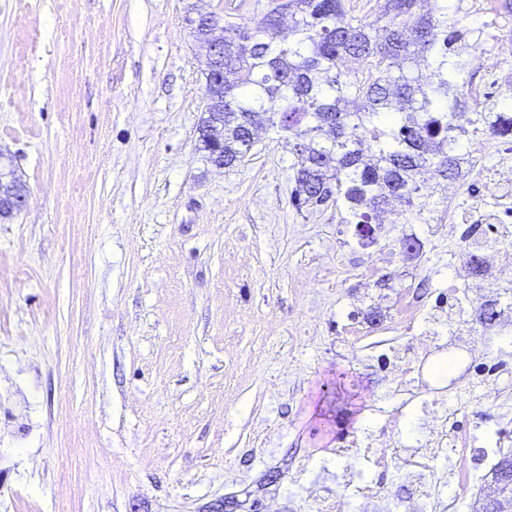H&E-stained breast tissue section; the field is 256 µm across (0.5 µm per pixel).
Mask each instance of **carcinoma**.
<instances>
[{
    "label": "carcinoma",
    "instance_id": "obj_1",
    "mask_svg": "<svg viewBox=\"0 0 512 512\" xmlns=\"http://www.w3.org/2000/svg\"><path fill=\"white\" fill-rule=\"evenodd\" d=\"M288 12L292 39H279ZM460 5L423 13L418 0H384L379 21L347 17L345 0H269L255 28H224V68L235 81L206 88L199 141L210 161L229 168L255 143L261 125L288 138L297 210L332 203L355 225L361 240L376 242L371 216L389 199L409 223H429L434 186L459 175L465 130L456 123L469 111L471 59H452L453 45L468 33ZM354 58L367 77L341 68ZM478 128L512 137V118L488 107L472 113ZM482 301L473 321L497 328L496 310ZM499 496L479 512H512V470L494 469Z\"/></svg>",
    "mask_w": 512,
    "mask_h": 512
}]
</instances>
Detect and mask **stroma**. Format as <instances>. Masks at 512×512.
Segmentation results:
<instances>
[{"label":"stroma","instance_id":"obj_1","mask_svg":"<svg viewBox=\"0 0 512 512\" xmlns=\"http://www.w3.org/2000/svg\"><path fill=\"white\" fill-rule=\"evenodd\" d=\"M268 0H0V512H265L333 486L381 393L336 353L349 305L448 289L454 243L289 202L274 131L231 168L198 148L197 11ZM413 233L422 256L394 241ZM13 186L11 187L14 191L10 189H0V208H9L12 211H21L26 206V188L24 184H21L16 179L12 180ZM18 196V197H16ZM9 209L0 210V217L7 218L10 217L14 212Z\"/></svg>","mask_w":512,"mask_h":512}]
</instances>
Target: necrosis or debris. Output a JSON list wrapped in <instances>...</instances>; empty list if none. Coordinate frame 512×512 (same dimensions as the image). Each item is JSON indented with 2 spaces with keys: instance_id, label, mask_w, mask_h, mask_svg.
<instances>
[{
  "instance_id": "1",
  "label": "necrosis or debris",
  "mask_w": 512,
  "mask_h": 512,
  "mask_svg": "<svg viewBox=\"0 0 512 512\" xmlns=\"http://www.w3.org/2000/svg\"><path fill=\"white\" fill-rule=\"evenodd\" d=\"M481 67L495 80L512 75V34H496L471 45ZM463 162L466 178L480 189L471 203L449 207L448 221L430 228L432 235L459 239L468 249L460 227L489 224L493 230L481 243L485 257L512 264V161L501 158L497 167L485 164L494 146L489 134L468 133ZM448 296L435 303L401 294L394 308L396 328L404 338L395 345L375 340L365 327L345 331L337 337L352 360L372 354L379 379L391 393L390 406L372 404L371 418L361 434L341 437L335 450L340 470L335 491L318 486L314 512H345L346 501H354L356 512H383L382 491L393 480H401L406 495L399 512H460V497L449 495L451 485L467 483L471 474L490 454L505 446L507 435L500 412L512 404V345L503 344L498 355H490L482 337L466 326L464 311L470 280L466 264H451ZM462 346L467 359L447 364L451 383L466 386L465 395L450 398L434 387L440 378L438 355L441 341ZM409 416L419 434L397 459L394 426Z\"/></svg>"
}]
</instances>
